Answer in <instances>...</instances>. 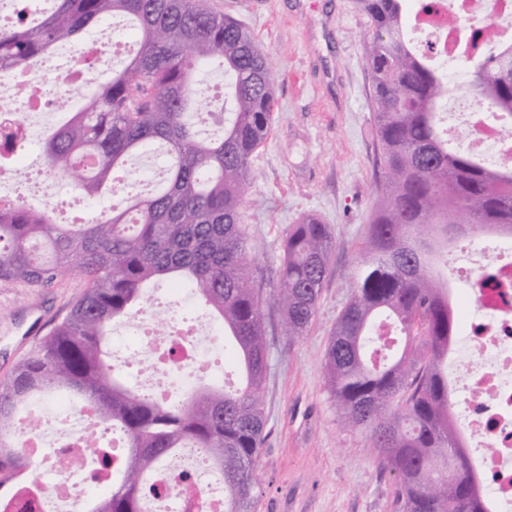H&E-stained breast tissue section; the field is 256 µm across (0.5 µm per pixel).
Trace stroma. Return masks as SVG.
Listing matches in <instances>:
<instances>
[{
	"mask_svg": "<svg viewBox=\"0 0 512 512\" xmlns=\"http://www.w3.org/2000/svg\"><path fill=\"white\" fill-rule=\"evenodd\" d=\"M208 2L261 42L278 98L243 207L269 339L262 402L271 435L260 451L255 512H394V475L368 453L366 432L341 422L325 380L326 349L383 176L365 57L369 22L355 0ZM308 216L331 226L336 246L317 317L307 335L291 338L273 298L282 241ZM85 288L76 275L46 288L0 282V381Z\"/></svg>",
	"mask_w": 512,
	"mask_h": 512,
	"instance_id": "obj_1",
	"label": "stroma"
}]
</instances>
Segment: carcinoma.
<instances>
[{"mask_svg":"<svg viewBox=\"0 0 512 512\" xmlns=\"http://www.w3.org/2000/svg\"><path fill=\"white\" fill-rule=\"evenodd\" d=\"M16 0L0 28V77L32 67L66 42L122 17L135 51L112 78L42 141L46 176L78 195L120 203L90 224H60L50 207L0 204V281L45 288L76 273L86 289L66 319L0 382V486L36 462L13 436L30 398L67 390L122 433L126 452L101 456L115 477L108 495L73 512H144L147 476L179 449H198L220 473L224 512H253L259 450L269 434L261 400L267 326L256 296L243 204L251 161L275 107L263 46L238 20L202 0H53L47 13ZM409 0H357L372 33L367 57L384 171L365 232L358 279L326 350L327 383L351 428L370 432V454L395 476V512H486L461 451L448 402V238L512 236V168L448 144V96H469L490 124L512 134V45L470 30L460 56L476 63L449 86L407 36ZM224 70L229 108L202 119L197 75ZM22 146L0 133V162ZM335 246L330 225L306 217L282 245L274 304L288 336L312 326ZM192 289L222 321L240 385L200 380L183 401L160 400L109 362L112 325L146 303L145 287ZM454 459L448 468V459Z\"/></svg>","mask_w":512,"mask_h":512,"instance_id":"obj_1","label":"carcinoma"}]
</instances>
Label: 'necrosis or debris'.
I'll use <instances>...</instances> for the list:
<instances>
[{
    "label": "necrosis or debris",
    "mask_w": 512,
    "mask_h": 512,
    "mask_svg": "<svg viewBox=\"0 0 512 512\" xmlns=\"http://www.w3.org/2000/svg\"><path fill=\"white\" fill-rule=\"evenodd\" d=\"M460 9L444 8L431 15L412 16L414 37L443 42L446 52L456 49L461 26H485L494 42L512 39V0H460ZM89 47L73 51L67 65L46 62L7 78H0V130L15 131L22 142L38 136V118L51 107L36 97L38 88L53 82L71 92H81L97 74L96 67H82ZM466 143L470 151L496 164L512 166V140L486 126L480 113L467 115ZM466 284L477 309L457 338V362L449 373L459 431L477 454L471 463L486 488L487 512H512V243L502 253L489 255L481 245L470 249ZM154 312L128 321L130 335L136 336L137 353L152 355L149 372L139 374L141 385L152 387L172 382L186 365H194L197 375L211 377L206 342L193 330L174 325L180 363L168 365L166 347L159 343L148 325ZM56 443L44 450L48 433ZM103 436L95 416L85 408L60 407L50 421L39 427L21 425L20 443L34 459L52 461L51 469L37 468L30 480L39 485L43 498L57 502L83 500L88 481L84 458ZM172 472H187L186 484L155 497L151 512H223L224 485L203 462L196 449H182Z\"/></svg>",
    "instance_id": "1"
}]
</instances>
